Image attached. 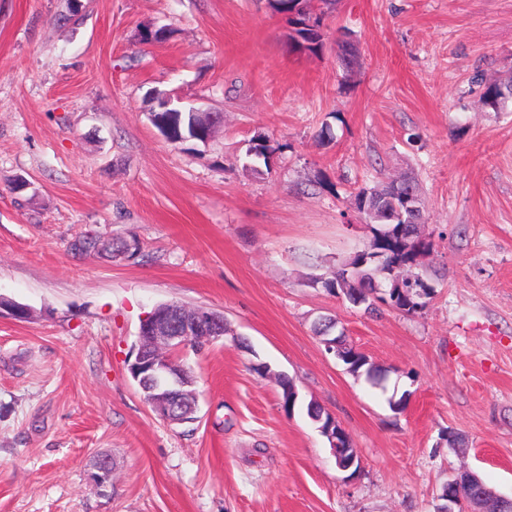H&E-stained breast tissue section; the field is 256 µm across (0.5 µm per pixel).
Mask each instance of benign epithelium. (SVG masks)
Segmentation results:
<instances>
[{
	"label": "benign epithelium",
	"mask_w": 512,
	"mask_h": 512,
	"mask_svg": "<svg viewBox=\"0 0 512 512\" xmlns=\"http://www.w3.org/2000/svg\"><path fill=\"white\" fill-rule=\"evenodd\" d=\"M158 110L150 113L152 123L170 139L175 137L169 119L162 118L164 112H182L185 107L174 102L169 95L157 94ZM177 138V137H175ZM184 137L177 138V142ZM9 315L16 320L26 321L31 310L0 297V317ZM224 336V323L216 319L213 312L205 309L187 310L172 303L153 309L141 321L138 348L129 373L137 382L146 402L170 424H183L195 419L197 398L193 390L195 383L189 369L175 363L170 353L185 347L192 339L199 337L209 341ZM95 480L104 485L112 477V460L102 456L95 462ZM447 512L465 505L461 486L455 480L446 485ZM486 512H512V498L499 496L493 490H486Z\"/></svg>",
	"instance_id": "obj_1"
}]
</instances>
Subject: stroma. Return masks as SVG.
<instances>
[{
  "instance_id": "obj_1",
  "label": "stroma",
  "mask_w": 512,
  "mask_h": 512,
  "mask_svg": "<svg viewBox=\"0 0 512 512\" xmlns=\"http://www.w3.org/2000/svg\"><path fill=\"white\" fill-rule=\"evenodd\" d=\"M309 8L314 53L268 0H82L75 16L69 0H0V296L33 312L0 317V512H436L463 469L512 497V101L486 98L512 84V0ZM153 91L221 114L210 139L168 143ZM259 136L278 150L254 174ZM406 174L434 297L368 315L312 286L372 237L358 188ZM86 232L139 250L74 254ZM170 302L226 323L174 353L196 377L183 425L128 370L142 319ZM323 316L383 388L326 352ZM312 400L358 473L337 468Z\"/></svg>"
}]
</instances>
